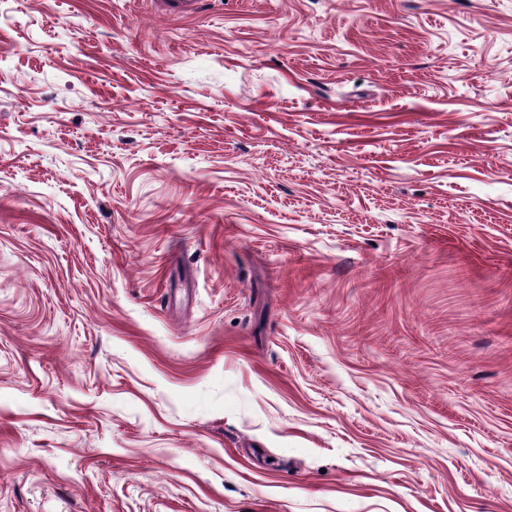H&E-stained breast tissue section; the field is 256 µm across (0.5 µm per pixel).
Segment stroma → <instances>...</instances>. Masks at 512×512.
I'll use <instances>...</instances> for the list:
<instances>
[{"label": "stroma", "instance_id": "obj_1", "mask_svg": "<svg viewBox=\"0 0 512 512\" xmlns=\"http://www.w3.org/2000/svg\"><path fill=\"white\" fill-rule=\"evenodd\" d=\"M0 512H512V0H0Z\"/></svg>", "mask_w": 512, "mask_h": 512}]
</instances>
